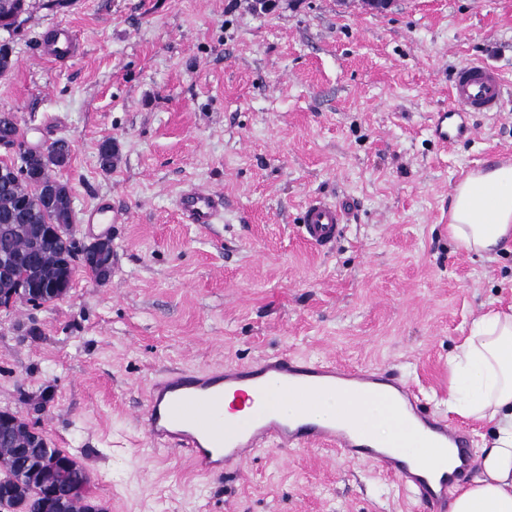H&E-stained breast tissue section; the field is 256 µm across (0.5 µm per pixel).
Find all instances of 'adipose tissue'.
Masks as SVG:
<instances>
[{
	"mask_svg": "<svg viewBox=\"0 0 512 512\" xmlns=\"http://www.w3.org/2000/svg\"><path fill=\"white\" fill-rule=\"evenodd\" d=\"M448 233L466 251L491 256L512 246V165L467 173L451 193ZM448 410L488 422L490 439L476 451L480 474L454 491L450 512H512V304L492 307L473 322L448 361ZM315 417L344 414L378 448L401 433L398 416L381 401L350 405L328 393L309 404Z\"/></svg>",
	"mask_w": 512,
	"mask_h": 512,
	"instance_id": "adipose-tissue-1",
	"label": "adipose tissue"
}]
</instances>
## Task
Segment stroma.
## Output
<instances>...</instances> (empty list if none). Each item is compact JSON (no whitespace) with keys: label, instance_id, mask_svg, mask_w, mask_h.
<instances>
[{"label":"stroma","instance_id":"1","mask_svg":"<svg viewBox=\"0 0 512 512\" xmlns=\"http://www.w3.org/2000/svg\"><path fill=\"white\" fill-rule=\"evenodd\" d=\"M32 0L9 41L0 110L26 141L73 146L79 242L112 243V274L76 269L68 295L0 309V409L43 431L91 475L102 512H426L375 467L320 449L259 450L244 472L204 476L159 448L145 393L171 371L284 353L399 371L448 411V361L486 308L512 303V252L448 237L468 172L512 161V0H398L386 15L336 0ZM79 50L49 57L55 31ZM484 61L502 111L470 112L441 140L455 67ZM115 141L103 170L98 148ZM192 187L219 195L188 223ZM342 204L343 234L309 246L300 216ZM111 205L121 219L88 225ZM221 205L219 196L199 188H193L180 198L182 213L191 224L214 223Z\"/></svg>","mask_w":512,"mask_h":512}]
</instances>
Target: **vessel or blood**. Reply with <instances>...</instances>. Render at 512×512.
Masks as SVG:
<instances>
[{
    "label": "vessel or blood",
    "mask_w": 512,
    "mask_h": 512,
    "mask_svg": "<svg viewBox=\"0 0 512 512\" xmlns=\"http://www.w3.org/2000/svg\"><path fill=\"white\" fill-rule=\"evenodd\" d=\"M449 91L450 106L440 115L443 128L455 114L500 111L504 80L498 69L470 62L453 72ZM221 205L219 196L199 188L180 198L182 213L193 224L213 223ZM345 219L344 209L335 203L311 199L301 216L303 238L316 249H330L340 238ZM272 389L283 400L311 397L327 389L347 392L358 402L383 398L400 412L404 432H421L442 451L454 447L462 467L471 463L467 432L428 411L421 394L403 382L398 371L300 361L286 354L207 374L179 371L164 375L151 385L145 400L146 432L155 443L184 455L204 474L221 472L227 464L243 466L260 448L285 452L319 445L394 477L428 512H447L451 476L432 479L424 470L410 468L397 450L371 448L355 434L351 422L327 425L307 416L291 420L274 410L243 422L225 419V395H233L241 408L247 401L265 398Z\"/></svg>",
    "instance_id": "b4317fda"
}]
</instances>
